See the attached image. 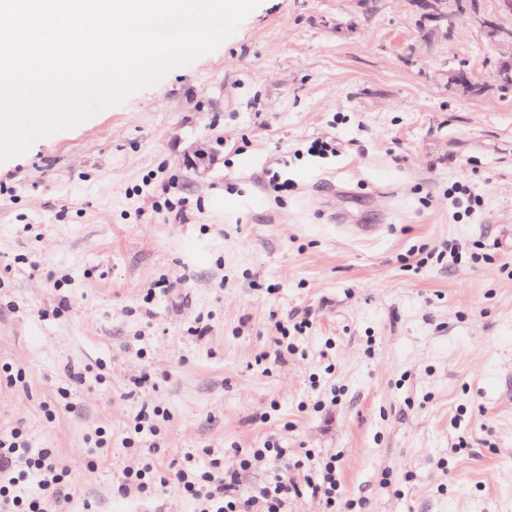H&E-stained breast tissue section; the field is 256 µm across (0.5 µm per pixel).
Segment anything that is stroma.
Segmentation results:
<instances>
[{"label": "stroma", "mask_w": 512, "mask_h": 512, "mask_svg": "<svg viewBox=\"0 0 512 512\" xmlns=\"http://www.w3.org/2000/svg\"><path fill=\"white\" fill-rule=\"evenodd\" d=\"M475 5L432 51L409 0H259L217 49L0 163V434L71 470L54 512H195L173 483L121 492L138 449L231 468L270 437L288 455L247 484L312 448L359 512H512V93L434 77L495 70L473 14L512 10ZM317 136L337 154L308 155ZM203 140L200 180L182 159ZM303 317L274 357L275 323ZM448 91L463 97H479L490 87L481 77H478L464 67L448 68L443 73ZM217 153L207 142H195L184 154V166L196 177H205L216 162Z\"/></svg>", "instance_id": "1"}]
</instances>
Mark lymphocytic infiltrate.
Wrapping results in <instances>:
<instances>
[{"instance_id": "f902f5d3", "label": "lymphocytic infiltrate", "mask_w": 512, "mask_h": 512, "mask_svg": "<svg viewBox=\"0 0 512 512\" xmlns=\"http://www.w3.org/2000/svg\"><path fill=\"white\" fill-rule=\"evenodd\" d=\"M21 437L16 429L9 436L0 437V512H49L54 502L66 497L70 471L52 450L45 449L34 456L23 454ZM156 454L153 448L140 449L141 463L124 472L122 492L145 493L176 483L182 485L191 500L200 503L199 512H289V504L308 492L321 500L324 512H342L335 458H317L310 449L304 453L309 466L302 480L276 474L248 489L242 486L243 474L287 456V449L278 440L268 439L259 448L237 449L239 465L233 469L224 468L216 459L210 470L201 471L196 468L193 455L187 454L168 469L160 470L154 463ZM17 465L44 476L43 494L28 495L19 490V479L11 474Z\"/></svg>"}]
</instances>
